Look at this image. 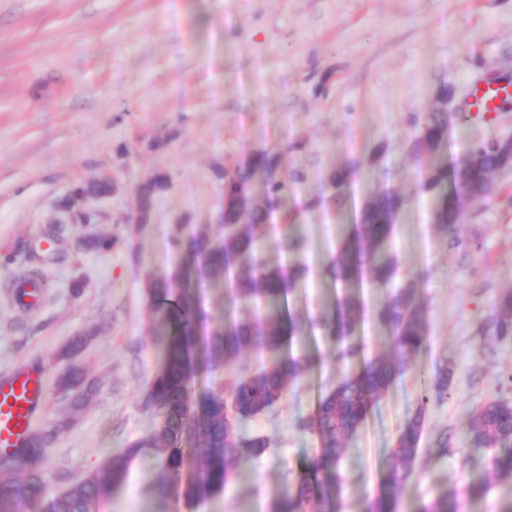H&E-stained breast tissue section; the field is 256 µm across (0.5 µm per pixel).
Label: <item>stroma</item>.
<instances>
[{"mask_svg": "<svg viewBox=\"0 0 512 512\" xmlns=\"http://www.w3.org/2000/svg\"><path fill=\"white\" fill-rule=\"evenodd\" d=\"M490 77L512 80V0H0V374L18 365L42 374L31 430L55 432L42 460L49 494L151 432L144 393L163 353L146 284L178 267L176 236H221L215 171L264 148L280 153L283 179H299L281 208L288 231L309 241L288 256L313 270L294 293L297 313L334 301L317 272L349 209L330 217L308 206L329 172L355 164L354 200L387 184L413 201L392 252L399 278L420 280L429 342L351 443L335 512H365L420 375L443 359L452 394L429 411L401 510L421 512L444 495L450 512H505L512 482L491 480L496 451L475 447L466 428L489 399L512 400V340L478 331L512 291V170L495 175L488 199L465 206L459 232L468 246L457 250L429 224L433 200L420 192L433 159L410 150L440 91L464 113L471 82ZM508 135L512 101L452 123L442 158ZM157 173L167 186L149 222L131 229L123 218ZM100 174L111 175L112 194L88 201L98 220L71 223L61 203ZM89 234L119 244L91 250L81 244ZM34 270L45 288L24 307L16 284ZM77 335L84 344L69 352ZM289 352L314 357L313 368L246 425L274 440L271 451L242 465L221 493L189 504L159 491L153 452L142 449L101 512H272L320 448L296 419L356 369L317 336L293 337ZM74 367L89 392L78 409L57 390ZM444 428L453 444L442 455L430 439Z\"/></svg>", "mask_w": 512, "mask_h": 512, "instance_id": "stroma-1", "label": "stroma"}]
</instances>
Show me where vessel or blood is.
Returning <instances> with one entry per match:
<instances>
[{
    "instance_id": "1",
    "label": "vessel or blood",
    "mask_w": 512,
    "mask_h": 512,
    "mask_svg": "<svg viewBox=\"0 0 512 512\" xmlns=\"http://www.w3.org/2000/svg\"><path fill=\"white\" fill-rule=\"evenodd\" d=\"M510 98L512 83L483 79L472 83L466 108L484 115L498 111L501 103ZM42 402V384L37 372L18 367L0 376V454L24 445L30 421L40 411Z\"/></svg>"
}]
</instances>
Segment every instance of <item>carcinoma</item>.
<instances>
[{
	"mask_svg": "<svg viewBox=\"0 0 512 512\" xmlns=\"http://www.w3.org/2000/svg\"><path fill=\"white\" fill-rule=\"evenodd\" d=\"M448 128V112L443 108L428 113L413 142L415 157L446 147ZM503 164L484 149L480 163L463 178L457 164L450 169L440 163L422 171L420 190L434 196L435 226L449 234L455 248L465 246L455 235L464 201L488 198L493 192V174ZM258 175L265 179L261 203L252 194ZM216 176L224 186V234L214 239L197 233L185 241L175 240L183 262L168 280L148 286L150 300L162 316L164 344L163 368L156 373L146 402L156 416L151 433L129 444L108 465L50 498L46 512H94L98 503L125 482L129 464L144 446L151 447L157 459L160 489L172 484L189 503L223 491L238 467L271 449L269 437L252 434L243 426L272 409L312 366L309 357L284 354L287 342L302 330V321L291 313L289 300L307 268L289 270L258 249V242L277 230L281 204L292 193V186L278 176V154L269 149L248 153L233 166L217 169ZM353 179L351 168L330 172L308 206L325 211L335 208L349 196ZM166 185L167 177L157 173L140 186L142 218H150L154 199ZM409 203L410 199L388 185L365 199L352 214L336 254L322 269L323 277L343 291L328 311L308 317L309 326L336 345L339 361L360 359L364 368L343 378L323 394L314 412L297 420L298 428L318 436L320 450L310 465L297 473L293 490L276 502L273 512H310L312 508L331 512L341 491L340 463L352 440L379 399L427 345L428 312L416 299L417 283L408 278L394 285L398 268L390 244ZM276 246L287 253L297 252L305 249L307 242L302 236L288 235ZM218 277L224 280L227 296L224 322L207 328L203 326L199 288ZM366 286L388 289L372 315L391 335L388 355H366L362 292ZM485 328L498 341L512 339L511 292L497 300ZM255 349L268 352V365L240 376L228 388L211 385L195 394V376L210 373L220 364H236ZM451 380L446 361L434 365L431 375L425 377L415 407L386 455V475L366 512H399L429 408L448 399ZM82 384L77 369L58 383L61 394L75 408L86 399ZM196 397L200 398V410L191 416L195 431L185 433L186 402ZM468 434L477 446L501 449L492 459V474L499 481L512 482V401L492 399L472 412ZM54 435L53 430L34 434L26 445L0 458V512H28L43 501L47 488L40 464L43 448Z\"/></svg>",
	"mask_w": 512,
	"mask_h": 512,
	"instance_id": "obj_1",
	"label": "carcinoma"
}]
</instances>
